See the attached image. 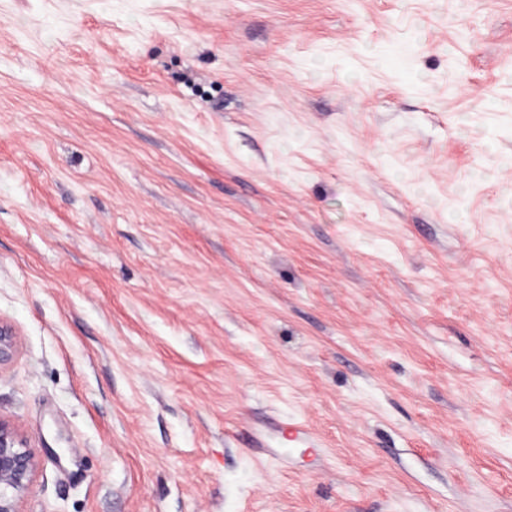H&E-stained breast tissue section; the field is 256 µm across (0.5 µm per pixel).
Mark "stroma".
<instances>
[{
    "label": "stroma",
    "mask_w": 512,
    "mask_h": 512,
    "mask_svg": "<svg viewBox=\"0 0 512 512\" xmlns=\"http://www.w3.org/2000/svg\"><path fill=\"white\" fill-rule=\"evenodd\" d=\"M0 321L23 512H512V0H0Z\"/></svg>",
    "instance_id": "stroma-1"
}]
</instances>
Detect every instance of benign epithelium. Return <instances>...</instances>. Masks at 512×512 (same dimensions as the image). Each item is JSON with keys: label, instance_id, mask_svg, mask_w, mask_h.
<instances>
[{"label": "benign epithelium", "instance_id": "7a95c632", "mask_svg": "<svg viewBox=\"0 0 512 512\" xmlns=\"http://www.w3.org/2000/svg\"><path fill=\"white\" fill-rule=\"evenodd\" d=\"M16 347L14 330L0 322V366L12 358ZM36 470L34 454L17 427L0 419V512H22L21 503Z\"/></svg>", "mask_w": 512, "mask_h": 512}]
</instances>
